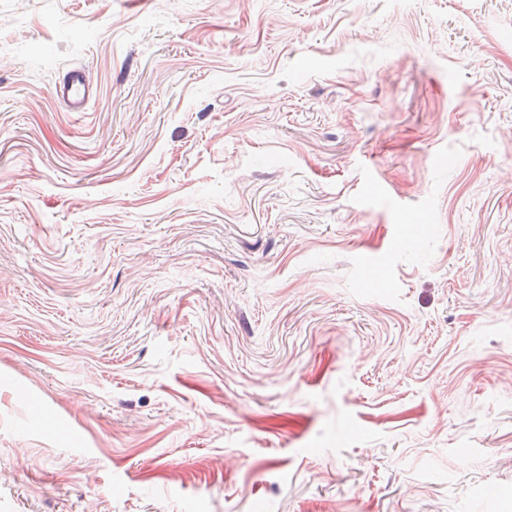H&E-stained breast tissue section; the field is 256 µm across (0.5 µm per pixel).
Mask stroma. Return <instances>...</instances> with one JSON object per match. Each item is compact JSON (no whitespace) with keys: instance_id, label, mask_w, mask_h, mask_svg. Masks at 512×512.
I'll return each mask as SVG.
<instances>
[{"instance_id":"stroma-1","label":"stroma","mask_w":512,"mask_h":512,"mask_svg":"<svg viewBox=\"0 0 512 512\" xmlns=\"http://www.w3.org/2000/svg\"><path fill=\"white\" fill-rule=\"evenodd\" d=\"M0 512H512V0H0ZM54 93L68 111L84 112L93 95V86L82 70L74 69L55 82Z\"/></svg>"}]
</instances>
